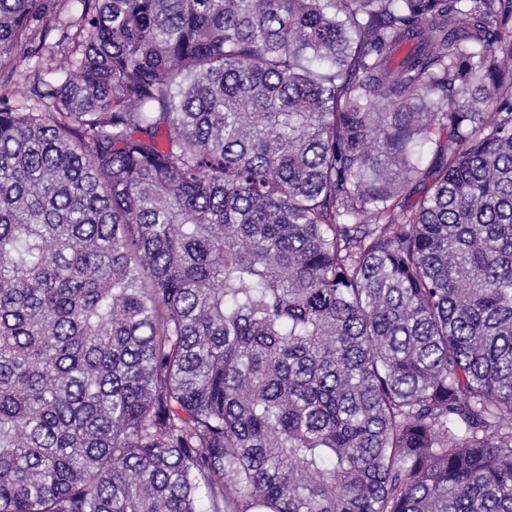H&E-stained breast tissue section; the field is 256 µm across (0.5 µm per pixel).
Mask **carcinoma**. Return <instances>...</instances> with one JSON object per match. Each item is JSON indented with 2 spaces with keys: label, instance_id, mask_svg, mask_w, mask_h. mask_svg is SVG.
I'll return each mask as SVG.
<instances>
[{
  "label": "carcinoma",
  "instance_id": "obj_1",
  "mask_svg": "<svg viewBox=\"0 0 512 512\" xmlns=\"http://www.w3.org/2000/svg\"><path fill=\"white\" fill-rule=\"evenodd\" d=\"M73 2L0 101V512H512V0ZM42 19L48 24V33L44 38L43 21L36 23L29 32L33 37L32 48L35 53L20 54L15 60L3 69H0V82L6 81L10 76L5 91L9 102L15 107L25 110L34 102L29 100L28 91L39 79L50 80L55 68L64 60L65 56L72 54L75 48L77 35L78 13H76L69 0H41ZM40 32H42L40 34ZM64 36L68 38L64 39Z\"/></svg>",
  "mask_w": 512,
  "mask_h": 512
}]
</instances>
